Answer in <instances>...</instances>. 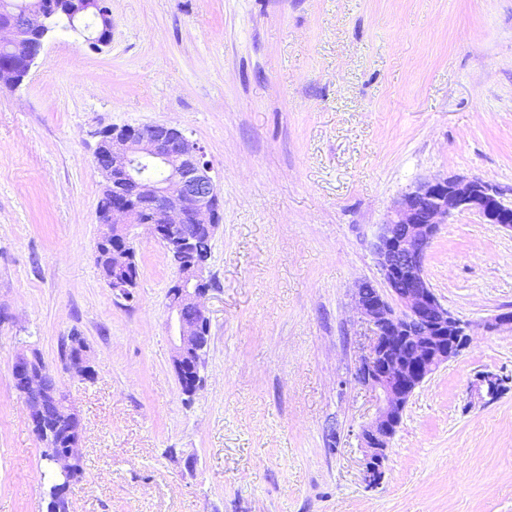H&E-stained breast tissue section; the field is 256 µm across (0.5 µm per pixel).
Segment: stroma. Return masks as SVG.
Wrapping results in <instances>:
<instances>
[{
	"label": "stroma",
	"mask_w": 512,
	"mask_h": 512,
	"mask_svg": "<svg viewBox=\"0 0 512 512\" xmlns=\"http://www.w3.org/2000/svg\"><path fill=\"white\" fill-rule=\"evenodd\" d=\"M106 3L109 46L56 29L0 88V512L45 509L11 376L32 350L81 419L74 512H512V390L467 405L476 373L512 375V328L475 331L415 390L370 487L353 301L379 282L372 243L416 181L476 176L512 198V0ZM149 123L203 147L223 200L190 397L164 247L137 241L129 300L94 259L99 133ZM425 274L463 320L512 311V232L456 215ZM75 332L90 383L61 360Z\"/></svg>",
	"instance_id": "stroma-1"
}]
</instances>
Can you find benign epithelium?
Masks as SVG:
<instances>
[{
  "mask_svg": "<svg viewBox=\"0 0 512 512\" xmlns=\"http://www.w3.org/2000/svg\"><path fill=\"white\" fill-rule=\"evenodd\" d=\"M61 15L69 29L99 50L110 43L112 18L103 0H0V84L18 88L43 51L50 19ZM93 164L106 180L112 205L97 213L100 238L112 241V274L108 285L131 297L133 268L126 257L137 229L145 227L168 251L176 267L169 304L168 330L175 344L173 366L181 389L194 395L202 384L201 351L207 348L210 321L200 299L209 291L204 277L215 233L221 223L218 187L204 161V150L183 130L159 123L112 127L102 132ZM471 213L484 224L512 231V199L496 184L480 177H439L406 189L387 212L372 244L388 294L358 285L354 302L371 337L356 370L358 382L375 398L372 419L362 426L363 479L377 484L383 477L390 442L414 391L439 366L466 348L477 326L452 315L430 287L424 272L427 251L440 225L456 213ZM62 357L73 375L94 379L89 360ZM14 386L28 411L48 416L65 409L70 431L80 435L81 420L43 364L25 354L12 365ZM512 381L491 372L475 375L468 405L483 406L511 390ZM79 455L68 448L53 459L66 477Z\"/></svg>",
  "mask_w": 512,
  "mask_h": 512,
  "instance_id": "benign-epithelium-1",
  "label": "benign epithelium"
}]
</instances>
